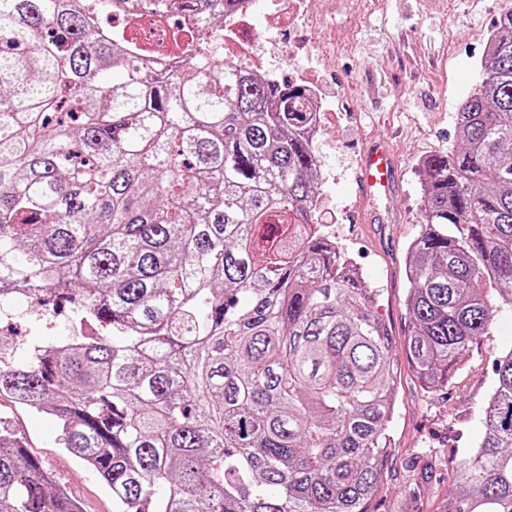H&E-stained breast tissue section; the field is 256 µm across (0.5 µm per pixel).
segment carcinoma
<instances>
[{"instance_id": "carcinoma-1", "label": "carcinoma", "mask_w": 512, "mask_h": 512, "mask_svg": "<svg viewBox=\"0 0 512 512\" xmlns=\"http://www.w3.org/2000/svg\"><path fill=\"white\" fill-rule=\"evenodd\" d=\"M112 2L0 0V297L74 328L0 367V398L52 421L112 512H369L392 335L313 209L303 89L216 62L220 41L149 68L160 50L100 31ZM491 41L461 145L422 162L405 349L427 390L512 309L511 5ZM483 423L439 512H512V351ZM0 512H82L2 421Z\"/></svg>"}]
</instances>
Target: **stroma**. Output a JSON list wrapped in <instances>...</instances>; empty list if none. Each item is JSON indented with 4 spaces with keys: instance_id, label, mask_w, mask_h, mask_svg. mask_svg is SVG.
Instances as JSON below:
<instances>
[{
    "instance_id": "obj_1",
    "label": "stroma",
    "mask_w": 512,
    "mask_h": 512,
    "mask_svg": "<svg viewBox=\"0 0 512 512\" xmlns=\"http://www.w3.org/2000/svg\"><path fill=\"white\" fill-rule=\"evenodd\" d=\"M503 0H317L304 30L312 56H280L269 71L280 82L306 74L336 109L316 145L328 170L320 186L327 231L379 292L376 312L392 332L398 399L389 424L392 445L369 512H437L453 492L448 475L457 452L484 436L481 412L494 381L493 363L512 351V310L499 313L474 344L446 390L421 387L405 352L410 327L405 272L409 242L421 221V161L457 147V114L479 84L486 40ZM387 140L396 161L390 197L360 199L355 175L363 148ZM15 335V359L32 344L73 334L64 315H29L24 297L0 302V328ZM30 452L79 499L84 512H112L101 479L57 441L44 416L0 401Z\"/></svg>"
}]
</instances>
